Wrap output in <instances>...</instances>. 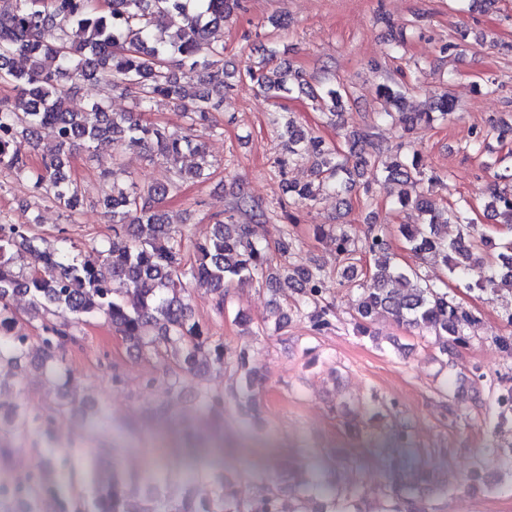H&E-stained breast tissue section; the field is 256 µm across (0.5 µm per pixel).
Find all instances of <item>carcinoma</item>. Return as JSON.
<instances>
[{
  "mask_svg": "<svg viewBox=\"0 0 512 512\" xmlns=\"http://www.w3.org/2000/svg\"><path fill=\"white\" fill-rule=\"evenodd\" d=\"M242 0H0V83L12 94L0 97V172L24 177L34 196L75 215L84 204L78 183L67 173L76 149L140 146L149 160H160L170 169L163 183L139 186L131 180L124 187L109 184L102 175L103 194L98 199L112 219V237L97 257L73 256L65 249L42 246L43 238L30 224L0 223V364L20 366L29 359L26 338L12 335L16 313L10 298L29 296L34 313L42 315L43 356L39 368L49 376L66 373L65 347L77 342L73 328L103 318L119 333L129 348L157 355L169 352L167 370L170 386L180 385L186 375L201 372L200 358L217 369L230 363L224 345L212 341L208 328L192 318L181 293L184 281L210 289L217 296V309L224 310L230 289L254 280L271 265L276 255L292 254L293 234L284 230L274 242L254 239L251 226L232 219L218 220L203 239L190 243L166 224L156 205L177 194L188 182L209 178L210 163L198 129L215 127L213 109L234 84L224 72V42L216 29L241 8ZM182 17L183 25L166 41L154 38L152 28L170 15ZM59 33L58 43L48 45L42 34ZM26 66L17 68L15 57ZM106 80L112 91L132 101L135 111L112 113L102 102H93L84 112H75L67 102V86ZM257 91L278 99L298 91L311 101L330 103V115L342 118L341 83L310 84L291 66H269L267 58L238 72ZM164 99L188 115L189 125L170 131L151 122L149 112ZM453 103L443 98L436 112H407L405 125L412 132L421 125L445 119ZM48 130L59 143L58 151L33 163L29 147ZM286 153L277 158L281 170L305 154H313L315 180L288 183L289 200L308 205L317 201L325 188L336 191L341 201L380 175L405 187L397 200L401 208L413 206L428 216V224H401L406 245L422 258L440 260L451 278L463 280L471 266L486 264V274L476 283L481 290L512 287V242L495 244L476 236L466 213V199L451 212L432 208L428 193L442 182L415 148L400 159H383L374 145L367 153L362 143L366 132L345 136V150L328 146L315 136L286 123ZM199 159L196 167L185 168V154ZM485 209L508 217L512 224V173L496 175ZM455 220L458 233L450 238L440 227ZM152 229L146 239L138 234L142 225ZM321 235L336 233V251L344 261L341 277L362 289L355 308L354 333L370 336L372 322L381 314L418 329H430L446 338L445 351L467 345L465 327L475 323L471 310L427 284L414 269L401 266L391 252L382 224L368 226L363 244L347 231L317 227ZM29 254L31 262L17 266L16 254ZM365 252L371 264L360 267L357 255ZM300 281L304 304H313L309 321L316 330L330 325L331 309L318 305L322 275L318 268L291 269L284 266L270 277L275 283ZM76 400L63 398L42 414H32L18 400L0 410V467L7 464L12 444L8 437L29 434L47 448L48 468L55 469V452L50 427L67 414ZM112 454L100 449L78 465L92 491L90 512H280L278 497L268 494L257 503L238 502L223 482L205 490L200 480L174 499L164 492L167 476L155 481L151 496L138 498L137 480L114 467L102 468L100 458ZM425 486L438 496L449 489L433 484L431 475L420 472L388 488L391 512H420L417 489Z\"/></svg>",
  "mask_w": 512,
  "mask_h": 512,
  "instance_id": "obj_1",
  "label": "carcinoma"
}]
</instances>
